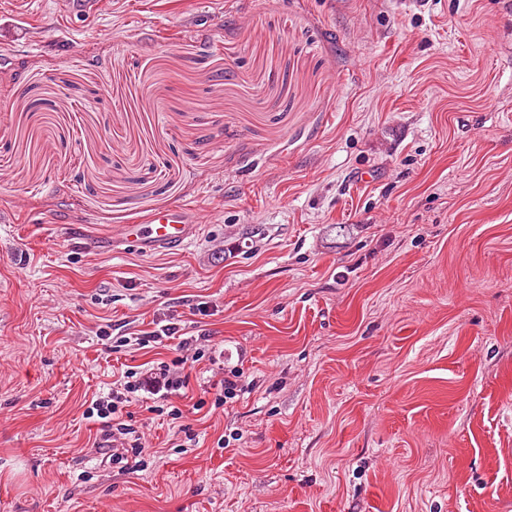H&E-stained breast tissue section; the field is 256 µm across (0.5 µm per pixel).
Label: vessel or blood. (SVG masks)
Here are the masks:
<instances>
[{"mask_svg":"<svg viewBox=\"0 0 512 512\" xmlns=\"http://www.w3.org/2000/svg\"><path fill=\"white\" fill-rule=\"evenodd\" d=\"M203 217L186 203L151 211L142 223L123 226L120 242L142 253L179 248L196 236Z\"/></svg>","mask_w":512,"mask_h":512,"instance_id":"1","label":"vessel or blood"}]
</instances>
